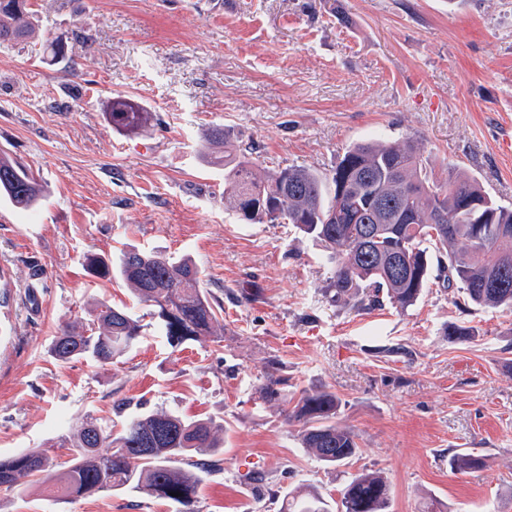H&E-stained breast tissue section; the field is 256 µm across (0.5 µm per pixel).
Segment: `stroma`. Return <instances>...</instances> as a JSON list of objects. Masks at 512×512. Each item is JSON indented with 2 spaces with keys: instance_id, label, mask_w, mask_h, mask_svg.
I'll list each match as a JSON object with an SVG mask.
<instances>
[{
  "instance_id": "obj_1",
  "label": "stroma",
  "mask_w": 512,
  "mask_h": 512,
  "mask_svg": "<svg viewBox=\"0 0 512 512\" xmlns=\"http://www.w3.org/2000/svg\"><path fill=\"white\" fill-rule=\"evenodd\" d=\"M38 3V33L0 44V149L48 193L32 213L0 200V456L46 448L64 464L65 438L90 418H206L224 453L201 473L196 512H280L283 493L332 495L346 479L284 415L326 389L358 437L355 469L387 477L390 512L512 505V310L438 280L404 311L328 302L324 249L293 225L240 221L200 141L214 125L253 140L261 179L326 172L351 144L410 135L435 177L455 164L512 208V155L498 150L512 136V0ZM117 95L152 112L147 131L113 129ZM133 246L197 264L219 335L170 347L149 306L85 266ZM101 302L132 309L144 338L106 364L56 360L59 328L87 326ZM452 326L470 337L450 341ZM466 450L485 469L451 471ZM0 512L173 508L124 492L57 501L26 481L0 490Z\"/></svg>"
}]
</instances>
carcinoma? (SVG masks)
Returning <instances> with one entry per match:
<instances>
[{
  "label": "carcinoma",
  "mask_w": 512,
  "mask_h": 512,
  "mask_svg": "<svg viewBox=\"0 0 512 512\" xmlns=\"http://www.w3.org/2000/svg\"><path fill=\"white\" fill-rule=\"evenodd\" d=\"M34 0H0V43L27 40L34 30ZM112 128L138 134L151 112L129 98L112 97ZM253 143L213 126L204 133L205 163L224 169V195L246 224H292L325 248L332 303L370 310L386 304L404 311L433 279L457 284L484 309H512V209L498 204L456 166L435 178L423 164L416 141H371L352 145L327 173L285 166L264 182L253 174ZM46 189L27 168L0 151V199L22 212L39 208ZM93 273L130 285L137 300L153 307L168 344L182 345L221 328L218 308L201 288V272L189 259L154 251L121 250L109 262L89 255ZM143 333L139 318L101 304L87 329L60 330L51 353L60 361L110 363L132 349ZM340 400L328 390L301 391L288 419L302 423V440L325 467H343L359 457L357 435L336 422ZM71 458L59 471L43 448L0 457V489L31 476L62 498L126 490L145 493L195 512L200 476L224 452L213 423L167 412L140 413L122 432L89 419L70 439ZM485 466L475 451L456 453L451 467L468 473ZM180 496L173 497L171 493ZM390 485L376 472L347 477L335 505L311 496L285 512H389Z\"/></svg>",
  "instance_id": "carcinoma-1"
}]
</instances>
